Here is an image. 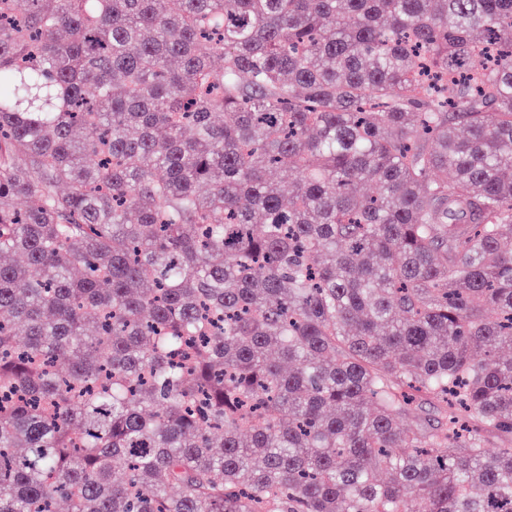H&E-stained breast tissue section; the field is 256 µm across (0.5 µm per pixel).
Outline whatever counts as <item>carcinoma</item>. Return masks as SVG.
<instances>
[{
    "label": "carcinoma",
    "mask_w": 512,
    "mask_h": 512,
    "mask_svg": "<svg viewBox=\"0 0 512 512\" xmlns=\"http://www.w3.org/2000/svg\"><path fill=\"white\" fill-rule=\"evenodd\" d=\"M507 235L512 0H0V512H512Z\"/></svg>",
    "instance_id": "cac0c4a2"
}]
</instances>
